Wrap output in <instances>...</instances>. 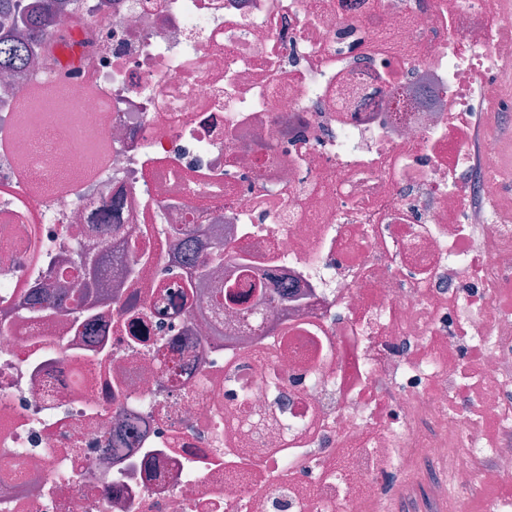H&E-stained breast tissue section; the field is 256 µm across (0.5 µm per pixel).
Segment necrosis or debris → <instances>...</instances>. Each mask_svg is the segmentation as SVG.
<instances>
[{
	"instance_id": "4bbe7bcc",
	"label": "necrosis or debris",
	"mask_w": 512,
	"mask_h": 512,
	"mask_svg": "<svg viewBox=\"0 0 512 512\" xmlns=\"http://www.w3.org/2000/svg\"><path fill=\"white\" fill-rule=\"evenodd\" d=\"M67 2L0 89V512H512V0ZM186 224L286 294L212 335ZM91 264L93 280L99 284L102 281L111 280L107 277L112 266V236L102 246L100 250L92 257L89 262Z\"/></svg>"
}]
</instances>
